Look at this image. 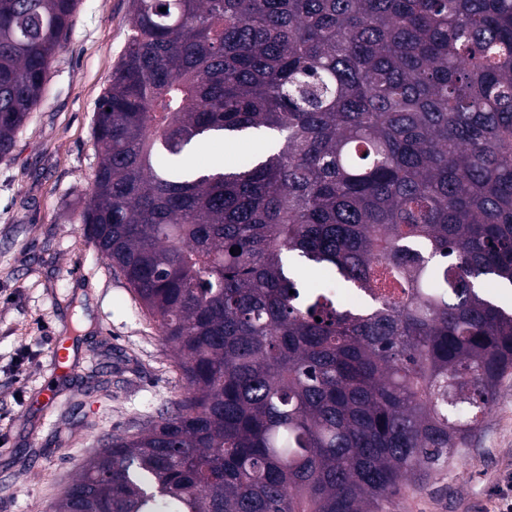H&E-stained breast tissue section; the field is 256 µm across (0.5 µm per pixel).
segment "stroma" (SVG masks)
Wrapping results in <instances>:
<instances>
[{"instance_id": "stroma-1", "label": "stroma", "mask_w": 512, "mask_h": 512, "mask_svg": "<svg viewBox=\"0 0 512 512\" xmlns=\"http://www.w3.org/2000/svg\"><path fill=\"white\" fill-rule=\"evenodd\" d=\"M132 0H81L47 90L0 158V512H48L103 448L174 412L172 349L89 244L93 118L126 48ZM512 474V371L448 465L383 512H492Z\"/></svg>"}]
</instances>
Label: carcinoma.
I'll return each mask as SVG.
<instances>
[{
	"label": "carcinoma",
	"instance_id": "obj_1",
	"mask_svg": "<svg viewBox=\"0 0 512 512\" xmlns=\"http://www.w3.org/2000/svg\"><path fill=\"white\" fill-rule=\"evenodd\" d=\"M78 6L0 0V157ZM94 137L84 234L187 392L52 512H382L468 444L512 370V0H133ZM257 142L253 136H246L241 138L238 142L234 143L227 149L222 140H213L206 145L196 150L193 158V164L197 166H207L213 164L215 160L220 159L224 163L227 161L233 164L235 161L233 157L238 154H244L257 149Z\"/></svg>",
	"mask_w": 512,
	"mask_h": 512
}]
</instances>
